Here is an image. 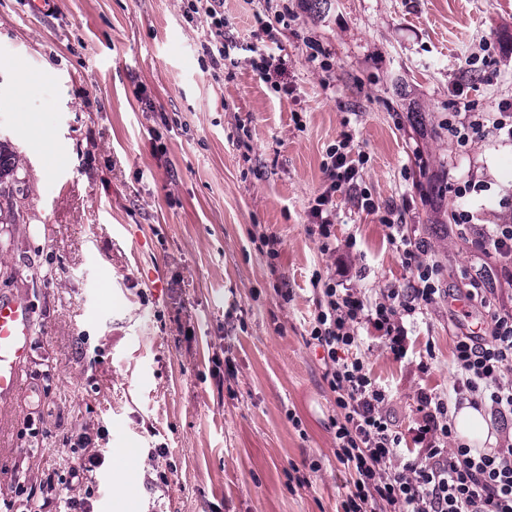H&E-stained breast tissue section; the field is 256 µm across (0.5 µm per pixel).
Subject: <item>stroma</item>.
Segmentation results:
<instances>
[{"label": "stroma", "instance_id": "stroma-1", "mask_svg": "<svg viewBox=\"0 0 512 512\" xmlns=\"http://www.w3.org/2000/svg\"><path fill=\"white\" fill-rule=\"evenodd\" d=\"M205 38L181 0H54L40 15L0 0V141L19 178L0 295L35 324L21 389L0 404V504L66 512L42 489L87 434L104 463L70 493L92 512H338L349 474L308 344L314 278L375 300L413 279L384 220L426 241L446 293L410 326L413 353L395 359L375 338L361 350L404 433L420 389L446 392L454 342L480 319L465 296L473 234L431 232L420 167L447 159L445 204L508 224L512 145L434 139L408 114L459 122V83L474 112L512 100V0H328L319 14L224 0L220 70ZM258 51L292 95L252 69ZM345 133L362 178L337 193L326 246L309 208ZM469 181L485 191L459 195Z\"/></svg>", "mask_w": 512, "mask_h": 512}]
</instances>
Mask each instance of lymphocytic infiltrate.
Instances as JSON below:
<instances>
[{"label": "lymphocytic infiltrate", "mask_w": 512, "mask_h": 512, "mask_svg": "<svg viewBox=\"0 0 512 512\" xmlns=\"http://www.w3.org/2000/svg\"><path fill=\"white\" fill-rule=\"evenodd\" d=\"M185 12L206 26L203 50L213 69H220L224 0H185ZM487 127L502 142L512 143L511 101H502L494 112L466 114L457 136L465 141ZM353 151V139L346 135L327 153L329 184L310 208L325 241L335 227L336 193L358 182ZM472 248L483 257L484 272L471 278L467 295L484 308L483 326L457 337L448 395L418 393L420 419L413 441L419 451L400 467L394 459L403 435L387 415L385 388L371 381L364 360L356 355L363 344L359 331L378 333L394 357L404 358V320L441 297L439 267L424 262L417 245L404 251L413 272L411 286L388 289L382 300H367L356 289L338 287L332 278L314 288L309 342L321 350L323 378L336 396L335 456L351 472L343 512H512V436L494 451L474 453L457 440L450 418L452 407L467 404L488 410L495 421L512 420V379L505 377L512 367V311L493 307L488 299L497 288L512 287V224L480 225Z\"/></svg>", "instance_id": "f902f5d3"}]
</instances>
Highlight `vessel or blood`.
I'll list each match as a JSON object with an SVG mask.
<instances>
[{
  "mask_svg": "<svg viewBox=\"0 0 512 512\" xmlns=\"http://www.w3.org/2000/svg\"><path fill=\"white\" fill-rule=\"evenodd\" d=\"M33 316L25 303L0 296V403H10L30 356Z\"/></svg>",
  "mask_w": 512,
  "mask_h": 512,
  "instance_id": "1",
  "label": "vessel or blood"
}]
</instances>
